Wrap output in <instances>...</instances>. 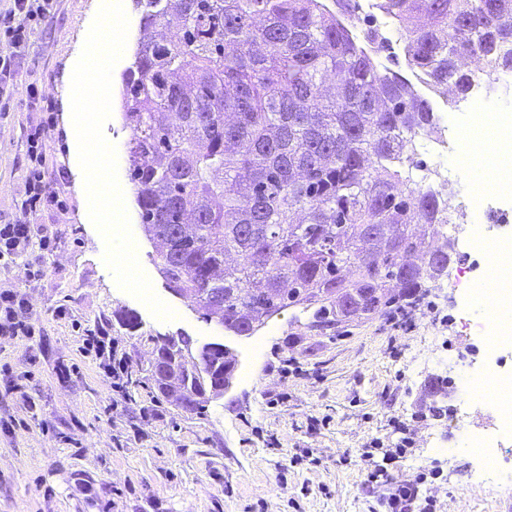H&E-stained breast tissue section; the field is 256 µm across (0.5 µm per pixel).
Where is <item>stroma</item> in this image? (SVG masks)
<instances>
[{
	"instance_id": "1",
	"label": "stroma",
	"mask_w": 512,
	"mask_h": 512,
	"mask_svg": "<svg viewBox=\"0 0 512 512\" xmlns=\"http://www.w3.org/2000/svg\"><path fill=\"white\" fill-rule=\"evenodd\" d=\"M101 4L56 0L0 107V225L24 219L25 131L51 123V196L33 222L55 248L33 281L0 270V289L27 294L37 310L32 335H0V512H374L361 451L404 436L411 443L394 472L435 468L427 488L436 512H512V481L479 484L453 425L457 376L448 357L468 343L458 324L465 293L428 289L411 325L381 317L337 337L308 330V315L293 308L251 336L204 321L166 290L151 258L127 176L130 130L116 105L103 133L116 148L140 268L177 317L156 318L118 286L79 190L63 104V77ZM123 313L136 315V328L122 324ZM98 327L134 363L149 361L157 336L224 344L237 360L232 386L196 414L131 385L123 409L113 410L112 380L83 349L84 334ZM283 359L298 373L277 372ZM24 395L31 406L21 405Z\"/></svg>"
}]
</instances>
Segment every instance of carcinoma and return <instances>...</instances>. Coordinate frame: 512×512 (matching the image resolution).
<instances>
[{
	"label": "carcinoma",
	"instance_id": "obj_1",
	"mask_svg": "<svg viewBox=\"0 0 512 512\" xmlns=\"http://www.w3.org/2000/svg\"><path fill=\"white\" fill-rule=\"evenodd\" d=\"M121 76L129 180L168 285L236 332L288 308L325 326L384 315L448 277L447 205L410 176L433 126L407 74L458 98L512 70V0H379L406 72L347 20L355 0H134ZM171 375L135 371L190 412L233 372L225 346L156 337Z\"/></svg>",
	"mask_w": 512,
	"mask_h": 512
}]
</instances>
